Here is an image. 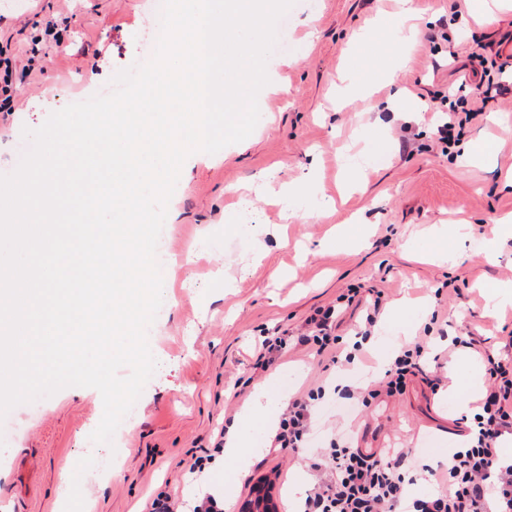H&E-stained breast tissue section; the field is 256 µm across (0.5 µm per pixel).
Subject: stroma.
<instances>
[{"instance_id":"obj_1","label":"stroma","mask_w":512,"mask_h":512,"mask_svg":"<svg viewBox=\"0 0 512 512\" xmlns=\"http://www.w3.org/2000/svg\"><path fill=\"white\" fill-rule=\"evenodd\" d=\"M150 0H0V88L17 98L0 112V173L20 162L24 128L40 127L66 107L79 83L111 81L138 48L141 32L155 31ZM472 0H416L423 21L391 80L379 63L359 53L357 36L378 25L387 55L390 0H295L280 19L270 57L274 92L261 95V120L247 142L231 144L210 162L182 168L168 208L171 288L148 330L158 369L138 399L132 423L119 424L111 443L90 435L104 406L88 387H66L14 407L0 420V512H147L167 491L191 505L205 488H223L219 432L239 416L252 393L266 386L289 398L322 383L367 386L380 361L431 328L432 350L452 370L455 394L409 378L405 390L377 407L357 409L332 397L317 403L307 448L281 454L272 429L247 474L232 486L236 504L261 478L272 483L282 512L295 482L312 479L307 458L325 436L365 427L369 448H408L421 463L443 462L465 423L456 400L485 377L487 357L512 359V306L490 310L485 292L512 281V239L489 229L512 214V90L486 101L455 144L444 145L422 101L449 96L475 101L485 59L504 66L512 83V10L480 17ZM46 54L43 72H28L32 50ZM372 85L373 99L339 101L345 69ZM377 144L364 163L359 188L340 195L354 140ZM498 151L497 168L461 166L468 146ZM274 170L280 185L302 183L304 196L288 200L263 190L259 172ZM374 287L383 304L363 356L332 364L314 352L288 348L261 376L250 365L264 337L300 328L315 310L351 288ZM421 299L415 312L395 309L402 296ZM482 335L485 355L447 350L441 334ZM111 457L112 476L89 468ZM202 459L204 473L189 465Z\"/></svg>"}]
</instances>
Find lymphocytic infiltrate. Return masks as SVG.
<instances>
[{
  "mask_svg": "<svg viewBox=\"0 0 512 512\" xmlns=\"http://www.w3.org/2000/svg\"><path fill=\"white\" fill-rule=\"evenodd\" d=\"M337 309L315 310L299 332L282 331L268 336L253 364L268 370L288 344L313 346L317 353H336ZM430 336L402 348L383 378L369 390L346 388L347 399L358 404L402 390L407 376L424 373ZM486 391L474 416L475 433L469 448L453 453L446 470L415 462L412 451L396 448L368 452L355 447L349 435H333L321 457L310 463L312 482L300 512H512V464L499 463L500 448L512 437V361L489 359L485 369ZM329 389L318 386L289 402L272 439L273 447L298 452L306 447L314 400L324 399ZM426 481L429 489L409 497L408 486Z\"/></svg>",
  "mask_w": 512,
  "mask_h": 512,
  "instance_id": "obj_1",
  "label": "lymphocytic infiltrate"
}]
</instances>
